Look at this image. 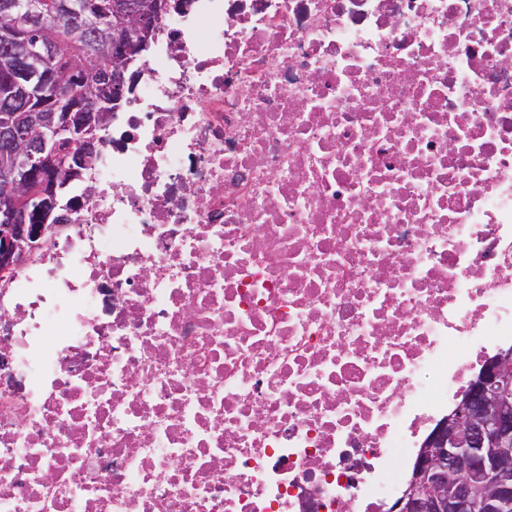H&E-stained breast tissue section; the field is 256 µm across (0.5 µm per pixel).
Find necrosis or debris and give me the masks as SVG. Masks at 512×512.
<instances>
[{"label": "necrosis or debris", "mask_w": 512, "mask_h": 512, "mask_svg": "<svg viewBox=\"0 0 512 512\" xmlns=\"http://www.w3.org/2000/svg\"><path fill=\"white\" fill-rule=\"evenodd\" d=\"M0 281V512H388L512 345V0H169Z\"/></svg>", "instance_id": "1"}]
</instances>
